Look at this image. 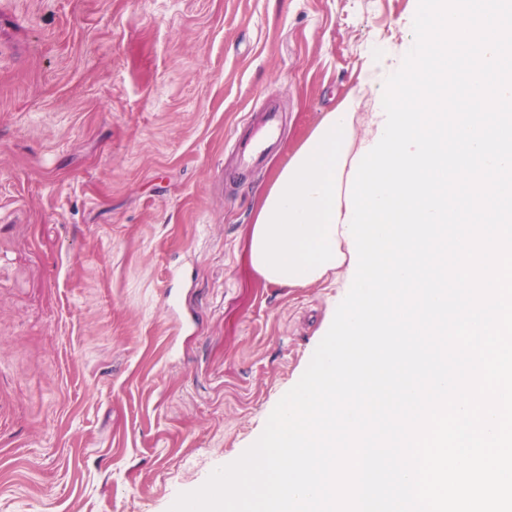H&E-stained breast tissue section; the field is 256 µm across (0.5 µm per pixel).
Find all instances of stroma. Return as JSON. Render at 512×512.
<instances>
[{"label":"stroma","mask_w":512,"mask_h":512,"mask_svg":"<svg viewBox=\"0 0 512 512\" xmlns=\"http://www.w3.org/2000/svg\"><path fill=\"white\" fill-rule=\"evenodd\" d=\"M417 7L0 0V512H169L260 437L343 291L253 273L259 196ZM261 134L255 137L243 152L241 163L245 168L261 163L266 157L277 132V112H264Z\"/></svg>","instance_id":"obj_1"}]
</instances>
